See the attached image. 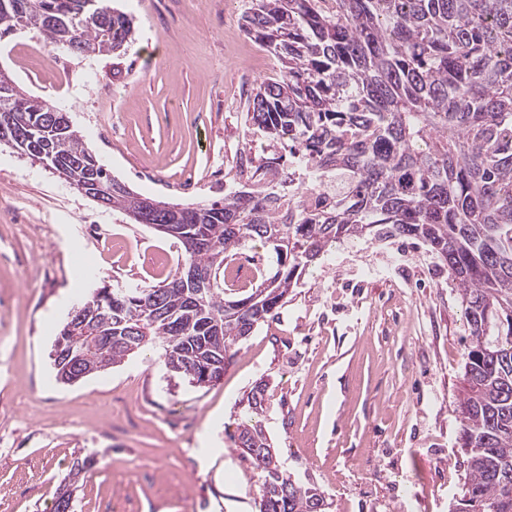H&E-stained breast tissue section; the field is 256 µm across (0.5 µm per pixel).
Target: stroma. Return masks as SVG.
Instances as JSON below:
<instances>
[{
	"label": "stroma",
	"instance_id": "stroma-1",
	"mask_svg": "<svg viewBox=\"0 0 512 512\" xmlns=\"http://www.w3.org/2000/svg\"><path fill=\"white\" fill-rule=\"evenodd\" d=\"M133 20L120 56L71 54L94 78L64 83L35 29L0 39V70L63 106L99 162L169 202L224 196L247 98L275 76L242 27V0H110ZM198 182L193 193L179 189ZM181 242L101 208L0 144V497L53 512L94 456L73 512H259L262 477L237 448L261 424L283 470L326 512H450L465 471L457 397L468 336L448 269L414 240H354L313 262L277 315L240 340L221 381L195 387L146 350L76 384L49 352L103 286L159 284ZM261 390V409L250 406Z\"/></svg>",
	"mask_w": 512,
	"mask_h": 512
}]
</instances>
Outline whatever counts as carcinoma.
I'll return each mask as SVG.
<instances>
[{
	"mask_svg": "<svg viewBox=\"0 0 512 512\" xmlns=\"http://www.w3.org/2000/svg\"><path fill=\"white\" fill-rule=\"evenodd\" d=\"M0 0L54 47L117 53L132 21L93 0ZM243 27L278 63L248 100L245 125L267 141L239 150L235 176L254 184L221 200L165 203V234L185 259L163 281L125 288L112 311L107 288L65 323L55 342L73 346L72 364L93 376L145 348L178 363L199 387L218 382L229 353L275 314L312 262L351 240L414 237L448 266L467 336L457 401L466 473L453 512H512V0H246ZM56 106L22 93L0 106V126L33 129L28 158L59 165L79 190L113 180L72 122L48 124ZM310 166L308 186L288 199L261 184L294 161ZM141 194L115 193L108 207L131 217ZM202 238L207 247L188 242ZM248 241L275 256L276 271L241 298L224 297L225 265ZM193 266L211 288L197 303L181 280ZM238 447L263 474L261 512H325V496L301 485L270 453L264 430L239 425Z\"/></svg>",
	"mask_w": 512,
	"mask_h": 512,
	"instance_id": "cac0c4a2",
	"label": "carcinoma"
}]
</instances>
